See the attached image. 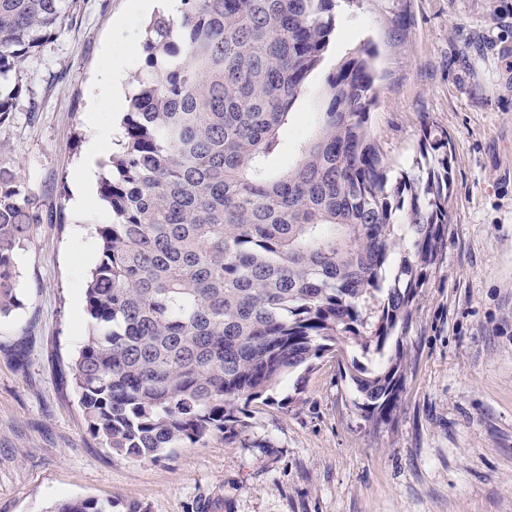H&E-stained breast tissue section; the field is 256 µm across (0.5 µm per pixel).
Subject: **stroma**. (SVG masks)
Listing matches in <instances>:
<instances>
[{"label":"stroma","instance_id":"35a3bbf8","mask_svg":"<svg viewBox=\"0 0 512 512\" xmlns=\"http://www.w3.org/2000/svg\"><path fill=\"white\" fill-rule=\"evenodd\" d=\"M130 0H78L71 24L18 72L0 162L39 222L17 257L24 306L0 318V512L78 496L146 512H512V0H352L325 54H376L369 125L392 176L412 173L425 129L452 142L451 222L404 338L406 381L380 425L333 355L252 403L243 441L208 438L157 461L108 454L58 360L87 333L101 196L75 197L104 54L142 77L146 17Z\"/></svg>","mask_w":512,"mask_h":512}]
</instances>
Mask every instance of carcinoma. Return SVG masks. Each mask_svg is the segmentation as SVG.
<instances>
[{"label": "carcinoma", "instance_id": "carcinoma-1", "mask_svg": "<svg viewBox=\"0 0 512 512\" xmlns=\"http://www.w3.org/2000/svg\"><path fill=\"white\" fill-rule=\"evenodd\" d=\"M75 0H0V83L38 56ZM145 38L100 194L112 220L85 288L88 331L69 367L89 434L111 455L159 460L241 437L246 407L334 353L386 421L406 378L412 307L436 272L450 213L448 136L426 130L419 174L390 176L368 121L369 50L343 58L288 167L294 105L335 31L337 0H181ZM23 93L0 90V124ZM37 223L0 162V316L23 306L16 257ZM409 243L411 258L394 262ZM76 497L52 512H112Z\"/></svg>", "mask_w": 512, "mask_h": 512}]
</instances>
